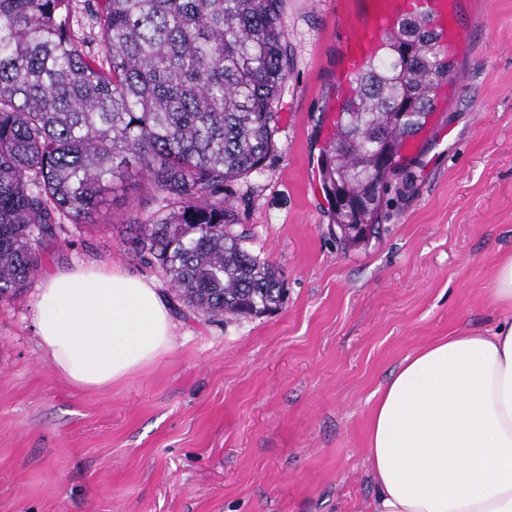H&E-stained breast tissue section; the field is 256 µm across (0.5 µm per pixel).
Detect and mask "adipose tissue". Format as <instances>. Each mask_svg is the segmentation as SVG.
Here are the masks:
<instances>
[{"mask_svg": "<svg viewBox=\"0 0 512 512\" xmlns=\"http://www.w3.org/2000/svg\"><path fill=\"white\" fill-rule=\"evenodd\" d=\"M40 343L80 388H105L172 346L168 305L151 281L101 266L58 271L36 303ZM373 512H512V322L408 355L369 422Z\"/></svg>", "mask_w": 512, "mask_h": 512, "instance_id": "1", "label": "adipose tissue"}]
</instances>
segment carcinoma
<instances>
[{
	"mask_svg": "<svg viewBox=\"0 0 512 512\" xmlns=\"http://www.w3.org/2000/svg\"><path fill=\"white\" fill-rule=\"evenodd\" d=\"M71 2L0 0V299L28 286L62 221L86 223L134 164L156 192L135 257L209 318L278 309L281 273L235 231L226 192L275 148L292 66L285 0H84L95 54L75 38ZM448 70L418 14L357 78L319 161L344 244L378 233L401 141Z\"/></svg>",
	"mask_w": 512,
	"mask_h": 512,
	"instance_id": "cac0c4a2",
	"label": "carcinoma"
}]
</instances>
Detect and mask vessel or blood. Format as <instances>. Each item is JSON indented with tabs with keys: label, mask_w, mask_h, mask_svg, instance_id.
Instances as JSON below:
<instances>
[{
	"label": "vessel or blood",
	"mask_w": 512,
	"mask_h": 512,
	"mask_svg": "<svg viewBox=\"0 0 512 512\" xmlns=\"http://www.w3.org/2000/svg\"><path fill=\"white\" fill-rule=\"evenodd\" d=\"M364 5L361 19L348 23L349 36L337 89V107H344L351 98L358 74L375 56L385 36L412 16L415 8L428 12L435 34L452 56H460L466 48L465 33L457 23L460 0H422L418 6L412 0H364Z\"/></svg>",
	"instance_id": "vessel-or-blood-1"
}]
</instances>
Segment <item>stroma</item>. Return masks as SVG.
I'll list each match as a JSON object with an SVG mask.
<instances>
[{
	"label": "stroma",
	"instance_id": "obj_1",
	"mask_svg": "<svg viewBox=\"0 0 512 512\" xmlns=\"http://www.w3.org/2000/svg\"><path fill=\"white\" fill-rule=\"evenodd\" d=\"M356 7L286 0L275 150L231 186L247 247L282 273L278 310L215 321L176 301L132 252L154 195L134 168L0 301V512H372L378 390L415 349L507 317L494 272L512 255V0H461L466 85L389 183L377 238L347 249L318 159ZM93 264L153 281L174 323L168 355L98 390L55 370L35 326L44 282Z\"/></svg>",
	"mask_w": 512,
	"mask_h": 512
}]
</instances>
